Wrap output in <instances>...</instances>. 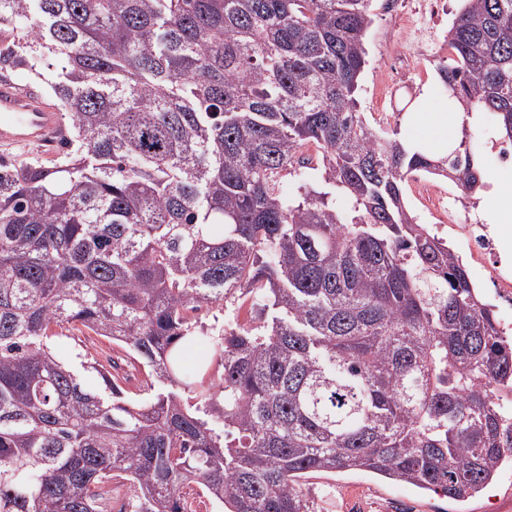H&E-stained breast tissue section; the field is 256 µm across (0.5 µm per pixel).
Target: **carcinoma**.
Returning a JSON list of instances; mask_svg holds the SVG:
<instances>
[{
  "label": "carcinoma",
  "instance_id": "obj_1",
  "mask_svg": "<svg viewBox=\"0 0 512 512\" xmlns=\"http://www.w3.org/2000/svg\"><path fill=\"white\" fill-rule=\"evenodd\" d=\"M373 2L0 0V73L34 71L71 134L0 160V512H99L116 477L133 512H192L190 484L315 512L300 479L352 469L464 501L512 464V340L404 199L418 175L470 198L483 168L465 136L411 153L359 112ZM463 2L442 92L512 144V0ZM251 293L188 369L189 312ZM63 326L149 395L105 351L55 355ZM55 332L57 336L52 338L51 347L60 358L75 365H80L83 361H89L92 357H98L101 349L110 351L115 360L119 358L124 371L131 375L130 380L125 384V388L134 394L144 393V391L140 392V390L144 389V376L125 365L129 364L126 363L127 358L124 351L116 348L114 353H112V345L106 340L68 327L56 328Z\"/></svg>",
  "mask_w": 512,
  "mask_h": 512
}]
</instances>
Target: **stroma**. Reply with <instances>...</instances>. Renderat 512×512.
I'll use <instances>...</instances> for the list:
<instances>
[{
  "label": "stroma",
  "mask_w": 512,
  "mask_h": 512,
  "mask_svg": "<svg viewBox=\"0 0 512 512\" xmlns=\"http://www.w3.org/2000/svg\"><path fill=\"white\" fill-rule=\"evenodd\" d=\"M461 0H375L368 32L367 62L360 80V110L376 129H395L400 112L425 84L437 80L436 67L448 56V28ZM404 66V83L392 89L391 71ZM53 351L73 364L109 348L106 340L62 328ZM316 512H512V467H505L480 496L466 503L364 472L312 474L303 485Z\"/></svg>",
  "instance_id": "35a3bbf8"
}]
</instances>
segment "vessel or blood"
Listing matches in <instances>:
<instances>
[{"mask_svg":"<svg viewBox=\"0 0 512 512\" xmlns=\"http://www.w3.org/2000/svg\"><path fill=\"white\" fill-rule=\"evenodd\" d=\"M65 137L60 113L33 87L0 79V148L38 144L53 150Z\"/></svg>","mask_w":512,"mask_h":512,"instance_id":"1","label":"vessel or blood"}]
</instances>
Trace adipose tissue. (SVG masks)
I'll return each instance as SVG.
<instances>
[{
  "label": "adipose tissue",
  "instance_id": "obj_1",
  "mask_svg": "<svg viewBox=\"0 0 512 512\" xmlns=\"http://www.w3.org/2000/svg\"><path fill=\"white\" fill-rule=\"evenodd\" d=\"M481 122L480 111L464 112L441 97L439 87H426L405 116V142L426 153H445L457 145L463 127L475 128ZM490 184L484 202L485 223L512 224V166L491 178Z\"/></svg>",
  "mask_w": 512,
  "mask_h": 512
}]
</instances>
